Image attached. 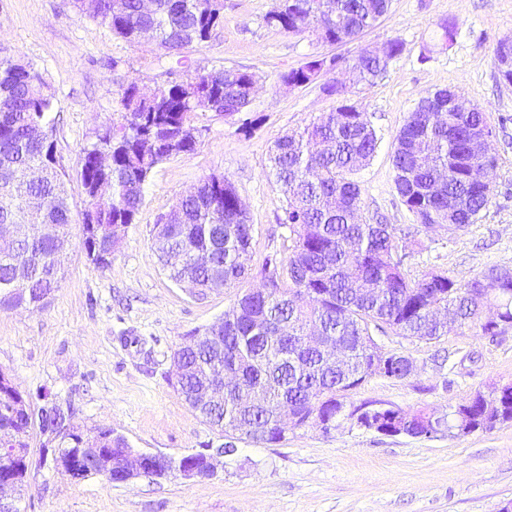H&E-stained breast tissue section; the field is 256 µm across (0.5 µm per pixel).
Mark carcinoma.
Returning a JSON list of instances; mask_svg holds the SVG:
<instances>
[{
  "label": "carcinoma",
  "mask_w": 512,
  "mask_h": 512,
  "mask_svg": "<svg viewBox=\"0 0 512 512\" xmlns=\"http://www.w3.org/2000/svg\"><path fill=\"white\" fill-rule=\"evenodd\" d=\"M78 12L108 26L131 44L150 35L159 52L158 62L181 54L187 45L210 38L223 20L210 8V0H153L146 11L142 0H122L112 11V0H74ZM389 0H285L282 7L265 15V23L299 35L318 25V37L329 44L351 41L375 26L388 10ZM403 45L387 40L375 54L362 50L352 61L351 86L381 77ZM311 60L280 74L279 82L296 86L312 76ZM255 77L247 68H223L205 73H186L158 86L144 96L131 82L122 89L119 103L122 121L112 132L100 134L83 149L79 176L85 202L94 203L112 193V208L98 213L101 228L136 221L146 181L153 169L178 153L197 148L195 95L206 93L212 111L233 117L246 111ZM323 91L342 99L338 111L319 116L299 132L277 138L268 156L269 174L284 198L281 223L288 226V259L265 271L262 289L238 297L224 318L200 334V347L177 352L187 368L179 393L189 407L205 384L209 370L224 368L232 390L262 395V403L239 411L232 395L219 396L202 412L212 427H246L251 440L265 444L282 441L281 432L269 426L271 414L285 406L303 409L305 395L315 391L325 397L318 408L321 420L349 418L344 401L358 381L368 376L375 341L390 333L419 340L437 339L448 326L436 321L433 311H452L456 326L496 336L495 327H512V270L491 267L464 284L445 273L428 272L415 279L404 272L407 239L391 224H367L356 220L361 188L353 178L376 153L380 138L364 110L348 100L350 86L332 82ZM452 89L437 90L419 102L395 137L392 155L394 185L407 210L425 231L458 230L476 223L492 194L489 182L471 177L472 167L489 172L497 157L470 152L472 136L490 127L484 112H455L448 108ZM52 95L40 71L13 50L0 47V224L29 222L24 240L0 245V311L44 306L56 291L64 272L67 253L56 241L39 234L41 224H55L71 237L73 215L66 182L69 174L54 151ZM40 121L46 135L30 136L29 127ZM108 153L111 162L102 166ZM164 234L154 239L159 254L184 249V264L169 271L172 281L194 280L202 288L218 278L229 288L248 275V254L253 225L239 206L232 183L222 175L203 178L197 192L180 199L169 211ZM86 254L95 248L115 249V243L97 241L94 229L82 224ZM30 263L26 282L16 279L15 260ZM499 310V321L485 320L488 304ZM288 323L291 336L283 337L277 324ZM312 323L347 353L345 367L329 366L318 349H299L298 336ZM408 356L392 351L391 375L409 376ZM43 405L53 419L73 414L71 404L47 392ZM455 408L435 425L424 409L401 417L394 410L382 416L386 434L398 430L412 437L433 438L456 434ZM463 419L478 424L497 418L512 421V390L478 392L462 408ZM14 427L16 447L30 453L34 435L44 447L51 427L39 413L19 411ZM102 451L115 457L130 447L121 434L98 429Z\"/></svg>",
  "instance_id": "carcinoma-1"
}]
</instances>
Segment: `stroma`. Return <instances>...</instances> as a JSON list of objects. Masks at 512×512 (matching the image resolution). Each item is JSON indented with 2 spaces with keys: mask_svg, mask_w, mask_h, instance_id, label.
<instances>
[{
  "mask_svg": "<svg viewBox=\"0 0 512 512\" xmlns=\"http://www.w3.org/2000/svg\"><path fill=\"white\" fill-rule=\"evenodd\" d=\"M279 0H224V19L187 54L191 67H246L258 77L245 118L197 113L196 151L160 164L149 178L134 224L107 266L87 257L72 235L58 289L40 308L0 311V371L21 393L46 388L70 401L84 431L111 428L133 448L181 457L218 448L223 434L182 400L170 380L172 357L187 336L223 317L236 296L262 285L265 266L288 258L285 199L265 166L274 141L302 130L336 97L322 81L285 89L280 73L311 57L354 58L390 39L403 44L386 74L353 88L380 146L358 171L364 220L404 228L413 216L394 182V138L427 93L451 88L486 112L498 158L493 194L480 219L455 231L418 232L405 268L410 277L448 273L465 283L492 266L512 268V87L500 83L494 50L512 38V0H391L388 12L356 40L328 45L267 26ZM459 25L453 42L440 24ZM0 43L40 70L54 96L57 156L71 178L72 212L83 208L77 175L84 147L120 120L118 94L134 82L156 84L157 50L133 45L81 15L73 0H0ZM253 120L243 130V119ZM224 175L254 227L249 276L233 287L195 295L170 280L155 250L154 226L191 187ZM386 348L409 356L414 375L375 377L355 402L440 412L473 393L512 383V328L496 337L462 328L436 340L385 336ZM208 479L142 477L109 485L72 478L52 465L34 467L23 490L26 512H500L512 502V423L461 438L386 436L342 421L339 427L288 429L276 445L237 441Z\"/></svg>",
  "mask_w": 512,
  "mask_h": 512,
  "instance_id": "obj_1",
  "label": "stroma"
}]
</instances>
